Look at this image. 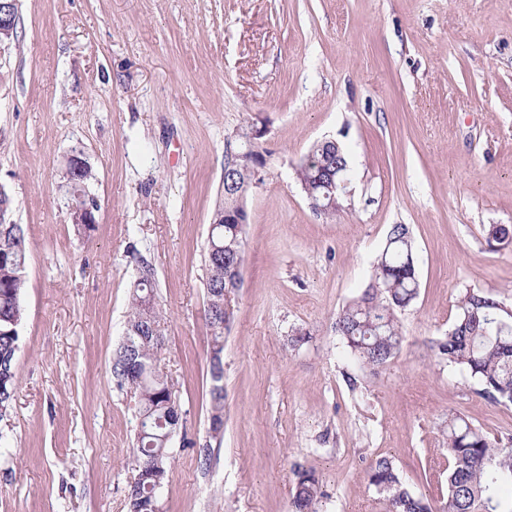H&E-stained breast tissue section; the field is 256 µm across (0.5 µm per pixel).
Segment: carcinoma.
I'll list each match as a JSON object with an SVG mask.
<instances>
[{"label":"carcinoma","mask_w":512,"mask_h":512,"mask_svg":"<svg viewBox=\"0 0 512 512\" xmlns=\"http://www.w3.org/2000/svg\"><path fill=\"white\" fill-rule=\"evenodd\" d=\"M347 165L343 150L332 154L318 146L313 157L301 160L296 178L304 190L313 191L322 201L329 186L324 170L340 172ZM226 209L224 200L213 213V235L205 252L207 300H212V289L227 290L224 308L213 309L208 303L205 309L210 350L221 352L224 334L234 321L236 268L245 258V225L224 223ZM410 253L416 250L409 229L404 224L393 225L366 288L342 307L332 325L353 358L373 372L385 367L400 351L403 336L399 314L419 294L418 262H410ZM132 257L137 278L130 293L124 336L128 345L113 358L112 380L119 389L139 396L137 414L145 418L144 428L137 429L133 444L136 475L125 493L127 512H158L159 493L169 482L172 469V452L165 436L182 430L184 417L168 375L153 367L162 342L154 337L152 326L164 323L154 293L155 270L138 250H132ZM26 271L24 227L0 223V416L11 408L16 394V353ZM431 350L438 359L469 374L478 385L479 396L512 403V307L481 291H467L460 299L452 328L432 341ZM209 375V441L199 446L186 441L188 446L196 447L202 466L210 460L211 441H220L224 434L223 380H215L212 365ZM443 433L452 460L443 512H512V494L503 495L504 488L512 489V448L458 415L448 418ZM291 474L292 512H319L322 492L314 471L295 463ZM368 481L383 496L387 512H432L429 502L408 488L386 456L371 462Z\"/></svg>","instance_id":"cac0c4a2"}]
</instances>
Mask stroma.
<instances>
[{
    "label": "stroma",
    "instance_id": "1",
    "mask_svg": "<svg viewBox=\"0 0 512 512\" xmlns=\"http://www.w3.org/2000/svg\"><path fill=\"white\" fill-rule=\"evenodd\" d=\"M0 44V187L23 225L17 392L0 417V512H127L135 399L112 381L136 279L156 271L159 364L186 419L209 427L204 253L228 150L258 130L243 283L224 341V435L211 465L172 443L161 512H289L292 463L323 512H380L389 457L434 512L447 501L444 420L512 437V403L438 361L467 290L512 306V0H19ZM339 142L350 192L317 213L295 168ZM96 178L92 231L71 223L66 160ZM419 296L378 375L332 329L367 286L392 225ZM312 339L289 347L293 330ZM358 379L350 389L347 375Z\"/></svg>",
    "mask_w": 512,
    "mask_h": 512
}]
</instances>
